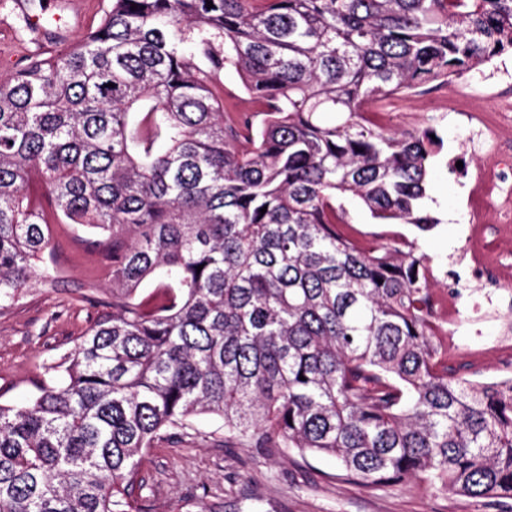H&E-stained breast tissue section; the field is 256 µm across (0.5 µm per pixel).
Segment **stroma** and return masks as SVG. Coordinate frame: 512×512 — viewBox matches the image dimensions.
Here are the masks:
<instances>
[{
  "label": "stroma",
  "mask_w": 512,
  "mask_h": 512,
  "mask_svg": "<svg viewBox=\"0 0 512 512\" xmlns=\"http://www.w3.org/2000/svg\"><path fill=\"white\" fill-rule=\"evenodd\" d=\"M110 0H0V78L10 76L25 57L59 53L95 28ZM61 15V22L33 30L28 19L46 12ZM512 103V53L492 65L474 69L448 81H435L396 96L385 104H372L382 112L384 129L396 132L433 130L443 141L429 172V205L438 224L422 234L408 224H382L369 212L349 206L345 229L359 246L385 244L393 233L414 239L438 271L435 296L455 292L482 295L494 292L491 280L468 279L458 288L447 269L465 271L461 230L470 218L468 193L474 175L486 162L484 150L472 136L471 118L492 117ZM456 222H446L447 213ZM54 256L46 270L56 278L53 288L35 286L20 303L0 313V403L22 404L35 392L34 384L60 354L74 349L85 333L95 308L79 293L95 281L107 287L111 272L99 255L88 253L74 230L53 227ZM494 306L478 327H462L459 351L449 360L459 378L490 381L500 361L475 356L476 338L493 341L512 326V294L494 293ZM193 433L177 443L151 448L141 459L146 480L142 496L150 512H197L200 505L213 512H512V500L499 507L482 500L442 493L416 484L367 488L348 477L335 459L303 455L297 451L268 456L258 448H228L216 423L201 417Z\"/></svg>",
  "instance_id": "stroma-1"
}]
</instances>
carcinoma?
Wrapping results in <instances>:
<instances>
[{
  "mask_svg": "<svg viewBox=\"0 0 512 512\" xmlns=\"http://www.w3.org/2000/svg\"><path fill=\"white\" fill-rule=\"evenodd\" d=\"M212 4L111 0L0 80V310L53 287L54 224L111 268L51 380L0 403V512H141V455L200 415L367 488L512 498V383L448 375L416 242L340 228L351 201L438 224L440 138L362 107L512 52V0ZM228 67L259 111L226 106Z\"/></svg>",
  "mask_w": 512,
  "mask_h": 512,
  "instance_id": "cac0c4a2",
  "label": "carcinoma"
}]
</instances>
